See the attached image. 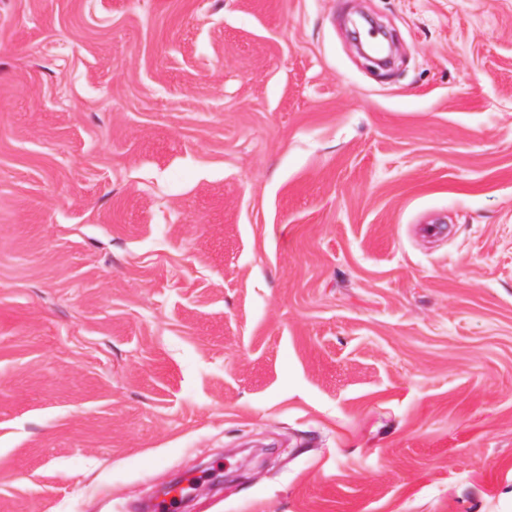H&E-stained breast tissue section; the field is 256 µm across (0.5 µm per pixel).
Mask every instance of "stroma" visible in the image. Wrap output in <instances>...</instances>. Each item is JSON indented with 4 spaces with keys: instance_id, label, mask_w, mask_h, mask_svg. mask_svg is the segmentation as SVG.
Returning a JSON list of instances; mask_svg holds the SVG:
<instances>
[{
    "instance_id": "35a3bbf8",
    "label": "stroma",
    "mask_w": 512,
    "mask_h": 512,
    "mask_svg": "<svg viewBox=\"0 0 512 512\" xmlns=\"http://www.w3.org/2000/svg\"><path fill=\"white\" fill-rule=\"evenodd\" d=\"M183 477L512 512V0H0V512Z\"/></svg>"
}]
</instances>
